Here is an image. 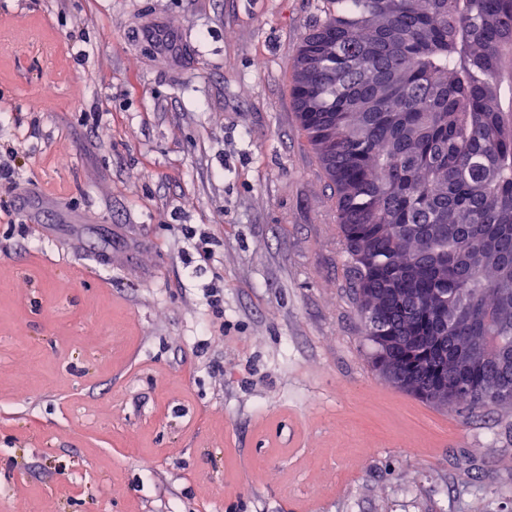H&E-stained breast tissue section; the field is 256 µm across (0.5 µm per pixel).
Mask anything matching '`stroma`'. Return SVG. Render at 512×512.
Segmentation results:
<instances>
[{
	"mask_svg": "<svg viewBox=\"0 0 512 512\" xmlns=\"http://www.w3.org/2000/svg\"><path fill=\"white\" fill-rule=\"evenodd\" d=\"M321 8L0 0V512H512V406L373 365L291 97ZM207 305L211 312V317L204 325L203 330L206 335H212L213 332L224 334V290L223 288H208L206 293Z\"/></svg>",
	"mask_w": 512,
	"mask_h": 512,
	"instance_id": "stroma-1",
	"label": "stroma"
}]
</instances>
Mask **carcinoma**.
<instances>
[{"mask_svg": "<svg viewBox=\"0 0 512 512\" xmlns=\"http://www.w3.org/2000/svg\"><path fill=\"white\" fill-rule=\"evenodd\" d=\"M376 367L512 404V0H325L293 60Z\"/></svg>", "mask_w": 512, "mask_h": 512, "instance_id": "cac0c4a2", "label": "carcinoma"}]
</instances>
